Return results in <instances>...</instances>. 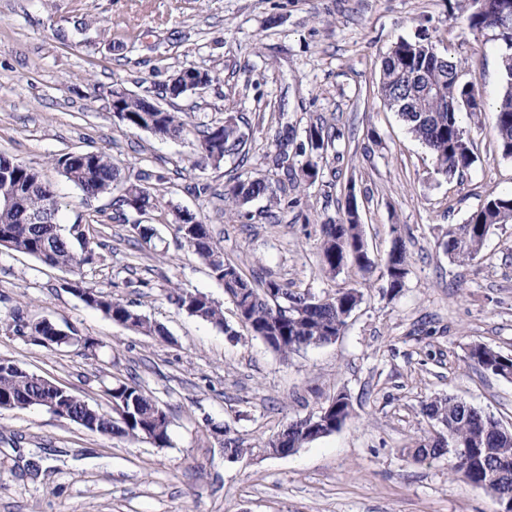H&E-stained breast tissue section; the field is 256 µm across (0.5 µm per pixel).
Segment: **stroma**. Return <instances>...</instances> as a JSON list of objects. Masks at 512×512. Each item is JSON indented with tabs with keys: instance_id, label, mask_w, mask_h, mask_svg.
<instances>
[{
	"instance_id": "obj_1",
	"label": "stroma",
	"mask_w": 512,
	"mask_h": 512,
	"mask_svg": "<svg viewBox=\"0 0 512 512\" xmlns=\"http://www.w3.org/2000/svg\"><path fill=\"white\" fill-rule=\"evenodd\" d=\"M461 0H0V153L40 170L61 202L63 231L80 225L100 244L87 286L161 324L147 336L87 307L71 273L0 246V359L110 409L108 388L137 383L166 407L170 444L93 433L45 409L0 410V512H497L495 498L446 460L413 458L435 421L429 397L450 396L512 429V381L471 366V345L512 354V224L497 226L469 262L440 243L487 198L512 192L492 107L502 43L470 30ZM424 34L461 61L480 94V120L462 116L476 162L463 177L436 175L431 155L377 95L381 63L399 39ZM205 68L202 92L164 101L182 137L131 130L105 93L160 89L186 67ZM241 117L246 157L192 169L199 132ZM340 133L303 204L258 198L246 217L224 210L240 175H274L276 138L306 139L310 124ZM103 150L123 175L162 177L151 241L115 218V195L85 199L54 160ZM207 181L208 196L193 186ZM355 193L373 261L336 278L319 266V226L340 219ZM189 209L249 280L273 278L317 297L351 283L363 300L336 341L288 357L236 316L223 286L178 246L172 212ZM399 225L409 271L397 295L384 262ZM207 294L226 328L179 311L173 287ZM50 320L76 341L46 348L15 330L16 314ZM354 415L340 430L285 457L226 461L208 421L254 445L317 412L338 392Z\"/></svg>"
}]
</instances>
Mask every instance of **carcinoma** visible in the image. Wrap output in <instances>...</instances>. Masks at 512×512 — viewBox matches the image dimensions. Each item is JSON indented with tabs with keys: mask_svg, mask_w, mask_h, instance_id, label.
Here are the masks:
<instances>
[{
	"mask_svg": "<svg viewBox=\"0 0 512 512\" xmlns=\"http://www.w3.org/2000/svg\"><path fill=\"white\" fill-rule=\"evenodd\" d=\"M472 12L467 16L471 29L490 28L507 44L501 56L502 91L495 109L498 149L512 158V0H470ZM462 62L440 55L424 35L401 39L382 61L378 94L384 106L399 114L407 130L431 153L434 172L446 179L466 173L476 161L467 130L459 115L463 112L479 118L484 107L475 88L458 77ZM156 102L149 89L122 99L126 113L122 124L130 129H144L160 138H178L185 123L176 112L163 109L148 112ZM248 137L233 117L206 127L198 140L202 167L219 165L224 157L243 152ZM333 143L332 132L322 124L306 130V143L299 145L296 155L304 157L301 171L317 178L320 164ZM63 175L85 196L98 197L117 191L119 201L140 219L131 224L138 237L153 234L152 225L141 217L158 208L157 196L150 181L163 176L141 171L134 182L122 176L112 157L103 151L68 152L56 159ZM9 171L10 185L21 193L20 207L0 209V246L28 254L40 262L75 275L71 291L87 306L109 316L112 321L145 335L164 336L165 328L149 321L121 301L85 285L78 278L81 270L94 262L97 243L84 233L72 239L58 225L59 205L52 186L41 172L13 158L0 155V171ZM269 196L276 204L287 207L301 205L300 198L288 196V186L274 183L265 175L237 179L225 190L228 210L243 216L241 208L259 196ZM355 195L346 201L339 222L320 225L318 257L322 271L336 277L350 265L366 272L372 267L368 243ZM41 212L45 223L28 224L25 214ZM172 221L180 245L195 254L209 269L210 275L224 287L235 308L242 311V322L251 334L275 353L288 355L311 345L330 343L340 336L347 320L363 299L355 287H340L334 293L317 298L306 291L283 287L274 279L256 284L243 276L239 268L224 257V249L213 239L209 225L196 213L177 209ZM512 223V193L485 200L463 224L448 226L447 240L440 247L458 262L476 258L491 231L500 224ZM388 253L383 275L388 292L398 294L407 275V249L398 226ZM168 299L179 310L203 321L224 326V312L208 295L180 287L170 290ZM471 365L512 381V355L484 345L471 346ZM119 411L107 412L90 405L73 393H60L54 381L29 373L11 360H0V407L26 409L41 407L53 399L57 418L77 422L83 419L95 425L93 431L108 436L149 439L159 448L169 445V420L164 407L134 383H121L107 390ZM332 405L320 426L323 436L336 432L352 415L347 394L330 398ZM425 415L440 427L438 435L419 445L417 455L444 458L448 470L490 492L495 499L512 497V432L503 430L491 415L450 397L433 399L422 405ZM210 435L224 433V453L237 458L254 449L231 436L228 425L209 421ZM307 445L303 429L286 434V440L273 434L259 445V450L277 454L285 449Z\"/></svg>",
	"mask_w": 512,
	"mask_h": 512,
	"instance_id": "carcinoma-1",
	"label": "carcinoma"
}]
</instances>
